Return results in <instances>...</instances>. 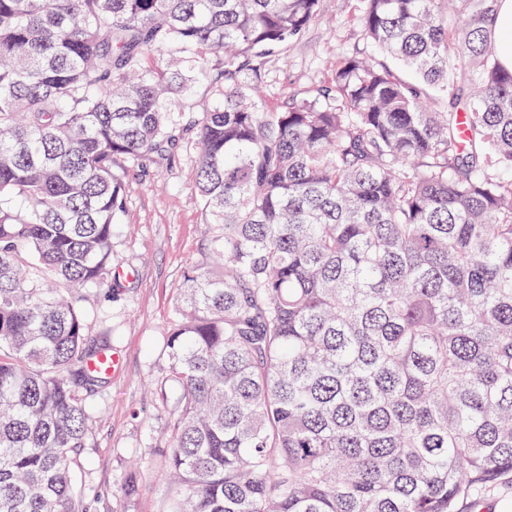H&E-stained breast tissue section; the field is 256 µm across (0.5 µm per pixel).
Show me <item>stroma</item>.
I'll return each instance as SVG.
<instances>
[{"instance_id":"1","label":"stroma","mask_w":512,"mask_h":512,"mask_svg":"<svg viewBox=\"0 0 512 512\" xmlns=\"http://www.w3.org/2000/svg\"><path fill=\"white\" fill-rule=\"evenodd\" d=\"M361 0H320L304 36L273 55L253 78L261 105L285 110L293 96L328 85L338 56L379 57L360 27ZM125 210L112 231L113 260L127 270L122 288L85 287L80 305L87 334L107 338L124 359L100 397L86 448L73 459L84 496L83 512H159L167 490L158 448L167 439V419L178 390L161 385L167 370L163 338L176 318V290L193 266L205 260L220 233L205 209L195 181V155L183 143L171 165L141 168L117 160ZM133 477L135 499L119 484Z\"/></svg>"}]
</instances>
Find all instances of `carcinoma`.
I'll return each mask as SVG.
<instances>
[{
    "mask_svg": "<svg viewBox=\"0 0 512 512\" xmlns=\"http://www.w3.org/2000/svg\"><path fill=\"white\" fill-rule=\"evenodd\" d=\"M320 0H0V512H78L110 375L115 162L183 140L216 262L177 288L163 512H458L512 477V69L496 0H363L270 112L248 76ZM216 98L199 110L198 84ZM494 29V51L504 67L512 68V0H497Z\"/></svg>",
    "mask_w": 512,
    "mask_h": 512,
    "instance_id": "carcinoma-1",
    "label": "carcinoma"
}]
</instances>
